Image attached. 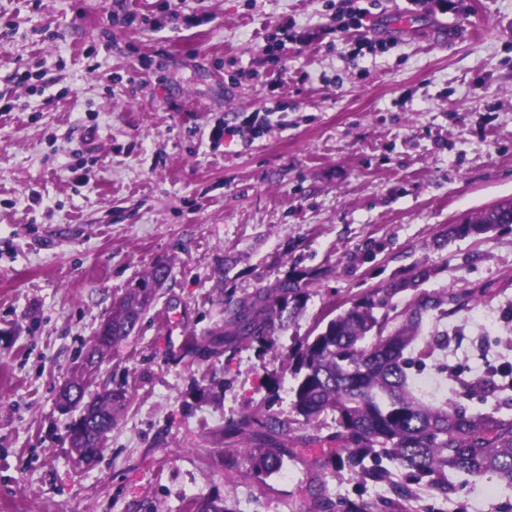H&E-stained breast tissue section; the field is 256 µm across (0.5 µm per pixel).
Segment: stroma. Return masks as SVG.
<instances>
[{"label":"stroma","instance_id":"1","mask_svg":"<svg viewBox=\"0 0 512 512\" xmlns=\"http://www.w3.org/2000/svg\"><path fill=\"white\" fill-rule=\"evenodd\" d=\"M350 5L360 27L336 31ZM129 8L0 0V95L14 104L0 112V512H186L207 496L304 512L332 416L294 431L280 473L259 480L243 462L232 484L224 462L241 442L223 427L289 417L288 346L417 265L431 276L398 310L423 293L474 297L424 319L423 335L448 337L441 398L512 416V388L464 389L486 366L512 368V224L444 241L512 198V0H187L193 27L156 0ZM277 25L289 39L264 55ZM256 112L248 143L238 129ZM158 264L166 287L86 378L91 393L125 383L129 401L97 460L79 463L57 392L114 300ZM305 272L306 311L275 349L184 355L226 300ZM212 380L217 396L198 400ZM454 482L453 500L425 489L423 503L486 512V480Z\"/></svg>","mask_w":512,"mask_h":512}]
</instances>
